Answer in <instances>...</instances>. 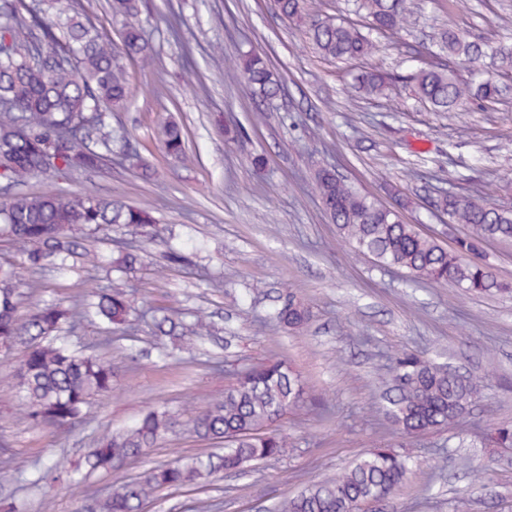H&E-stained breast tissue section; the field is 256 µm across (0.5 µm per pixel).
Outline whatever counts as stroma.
<instances>
[{
    "mask_svg": "<svg viewBox=\"0 0 512 512\" xmlns=\"http://www.w3.org/2000/svg\"><path fill=\"white\" fill-rule=\"evenodd\" d=\"M411 25L380 39L357 62L321 56L302 28L279 17L273 0H144L147 59L128 63L134 95L112 125L131 133L152 166L151 180L106 165L68 179H40L28 194L91 191L130 205H151L168 232L112 225L87 241L104 260L136 247L141 259L121 283L138 308H176L186 321L206 313L214 337L163 355L151 328L107 331L85 321L63 328L77 348L111 335L112 390L96 396L72 427H32L16 383L24 345L0 351V460L40 459L68 473L41 490L31 480L1 487L17 512H84L112 485L179 455L217 450L184 426L234 383L239 371L268 360L290 364L305 405L279 423L287 453L260 459L245 473L204 486L160 492L145 512H272L283 498L339 475L370 448L389 445L422 461L373 512H512V451L485 448L491 423L512 421V293L475 297L452 283L429 285L401 269H383L344 242L323 211L312 181L326 164L385 206L455 248L465 230L434 202L443 192L512 208V77L499 101L434 111L402 89L393 98L355 93L359 71L407 73L428 61L446 30L494 45L512 44V0H409ZM265 56L279 75L280 97L252 96L234 73L241 51ZM181 124L193 155L185 164L161 149L165 122ZM267 164L256 168L253 160ZM181 261H171V252ZM19 312L63 307L108 284L105 270L75 265L34 275ZM295 293L310 311L302 329L285 331L266 315ZM415 352L481 382L485 397L454 430L409 439L386 419L378 379L392 359ZM149 406L167 409L172 432L120 470L77 476L95 439L131 425Z\"/></svg>",
    "mask_w": 512,
    "mask_h": 512,
    "instance_id": "stroma-1",
    "label": "stroma"
}]
</instances>
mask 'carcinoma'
<instances>
[{"mask_svg": "<svg viewBox=\"0 0 512 512\" xmlns=\"http://www.w3.org/2000/svg\"><path fill=\"white\" fill-rule=\"evenodd\" d=\"M354 13L367 28L391 38L410 22L406 0H352ZM276 11L302 27L326 58L357 61L373 53L369 34L350 21L317 13L314 0H274ZM112 13L121 18L122 40L110 37L82 18L70 0H0V180L19 187L54 174L45 149L61 145L62 169L74 175L99 169L112 159L131 158L128 137L112 128V113L121 112L131 97L124 60L149 56L140 0H112ZM438 65L400 75L370 69L356 76V89L367 96L389 97L409 85L415 96L436 112H451L473 102L498 99L502 88L495 61L512 66V46L493 47L448 31L441 37ZM237 70L244 86L262 99H273L282 81L262 55H239ZM165 153L190 160L185 137L176 123L164 128ZM314 182L323 209L336 224L342 240L372 256L382 267L407 271L428 284L452 282L470 294L510 292L490 268L468 258L488 240L512 241V209L455 194H445L437 207L451 224H463L467 234L449 250L406 224L397 210L380 205L336 173L319 167ZM112 224L150 225L160 238L166 228L150 206H132L91 193L27 194L0 199V231L20 252L26 269H62L72 258L97 267L101 257L85 246L86 238ZM21 282L14 268L0 266V347L27 345L17 371L18 388L36 426H69L83 417L89 400L112 389V362L104 350L112 337L103 336L92 348L77 350L55 333L64 323L75 328L83 321L78 308L45 305L27 319L19 316ZM88 312L115 328L132 327L131 301L119 287L102 291ZM282 328L296 330L309 320V311L293 294L273 312ZM156 344L165 347L188 337L204 340L212 324L202 314L185 322L175 309L152 315ZM382 400L389 423L413 438L449 430L482 398V386L453 378L415 353H403L383 378ZM306 390L299 373L280 362L243 370L224 390V400L199 414L191 434L224 442L223 453L177 456L167 465L147 471L103 497H95L89 512H142L144 504L162 490H178L205 482L219 472H237L251 462L285 452L287 440L273 426L289 411L304 406ZM174 424L166 411L149 409L117 435L98 440L85 458L90 472L114 470L140 457L163 441ZM490 443L512 448V421L490 426ZM420 460L393 448H373L358 456L340 475L313 483L280 502L274 512H347L373 496H390ZM37 461L7 458L0 462V485L20 481Z\"/></svg>", "mask_w": 512, "mask_h": 512, "instance_id": "cac0c4a2", "label": "carcinoma"}]
</instances>
